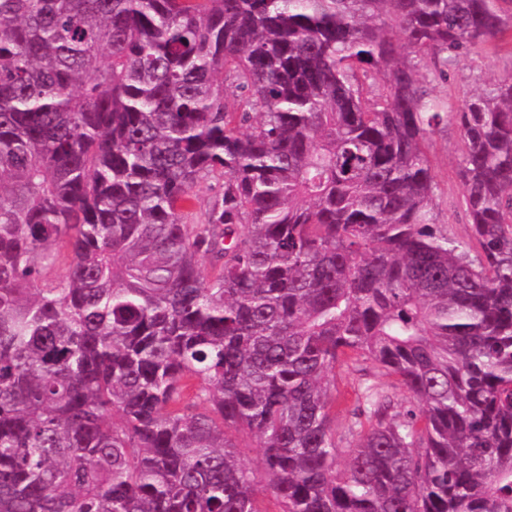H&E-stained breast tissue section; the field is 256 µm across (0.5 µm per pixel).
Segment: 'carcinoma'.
<instances>
[{
    "mask_svg": "<svg viewBox=\"0 0 512 512\" xmlns=\"http://www.w3.org/2000/svg\"><path fill=\"white\" fill-rule=\"evenodd\" d=\"M509 31L512 0H0V512H512V76L422 84ZM361 365L403 401L355 389L338 438ZM430 142V155L439 182L435 201L438 223L444 224L448 236L465 239L469 234V225L456 173L461 146L456 125L448 122V126H442ZM362 374L363 372L353 373L349 375L343 374L340 378V376L338 375V370H336V398L339 394L341 398L344 395L349 396L353 389V386L356 385L362 378H370L372 382H375L383 386H390L393 383L392 378L379 376L377 374H374V372L372 371L369 372V376H362Z\"/></svg>",
    "mask_w": 512,
    "mask_h": 512,
    "instance_id": "carcinoma-1",
    "label": "carcinoma"
}]
</instances>
